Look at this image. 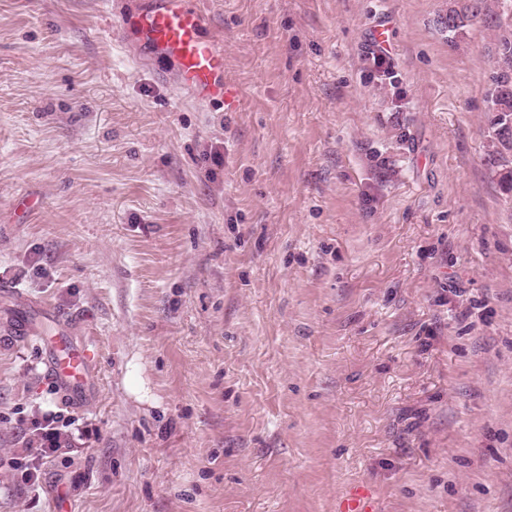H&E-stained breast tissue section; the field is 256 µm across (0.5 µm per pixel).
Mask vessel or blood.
I'll use <instances>...</instances> for the list:
<instances>
[{"label":"vessel or blood","mask_w":512,"mask_h":512,"mask_svg":"<svg viewBox=\"0 0 512 512\" xmlns=\"http://www.w3.org/2000/svg\"><path fill=\"white\" fill-rule=\"evenodd\" d=\"M205 16L198 0H148L125 16L123 29L141 46L172 61L181 87L199 101L230 100L224 82V56L203 35ZM93 360L90 351H65L54 362L56 374L76 387L87 376Z\"/></svg>","instance_id":"obj_1"}]
</instances>
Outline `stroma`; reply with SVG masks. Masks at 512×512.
<instances>
[{
	"instance_id": "35a3bbf8",
	"label": "stroma",
	"mask_w": 512,
	"mask_h": 512,
	"mask_svg": "<svg viewBox=\"0 0 512 512\" xmlns=\"http://www.w3.org/2000/svg\"><path fill=\"white\" fill-rule=\"evenodd\" d=\"M234 105L0 0V512H512V192L468 0H199ZM391 26L388 75L368 28ZM97 355L72 397L42 338ZM62 449L30 459L33 421Z\"/></svg>"
}]
</instances>
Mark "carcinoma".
I'll list each match as a JSON object with an SVG mask.
<instances>
[{
	"mask_svg": "<svg viewBox=\"0 0 512 512\" xmlns=\"http://www.w3.org/2000/svg\"><path fill=\"white\" fill-rule=\"evenodd\" d=\"M501 0H473L463 11L450 9L441 17L443 28L456 35L469 22L491 25L497 45V66L490 75L489 111L496 113L489 164L502 170L501 179L512 190V22H501Z\"/></svg>",
	"mask_w": 512,
	"mask_h": 512,
	"instance_id": "cac0c4a2",
	"label": "carcinoma"
}]
</instances>
